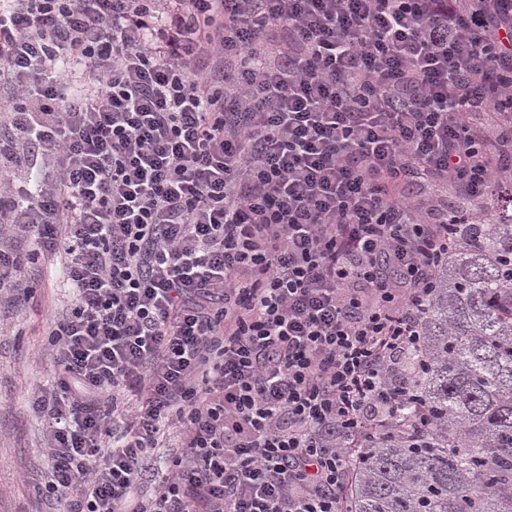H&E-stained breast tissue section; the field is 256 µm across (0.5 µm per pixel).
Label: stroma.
Wrapping results in <instances>:
<instances>
[{
  "label": "stroma",
  "mask_w": 512,
  "mask_h": 512,
  "mask_svg": "<svg viewBox=\"0 0 512 512\" xmlns=\"http://www.w3.org/2000/svg\"><path fill=\"white\" fill-rule=\"evenodd\" d=\"M15 247L30 258L16 295L0 302V512H55L56 501L42 480L44 421L28 392L53 379L46 321L67 307L70 292L60 263L45 260L30 240L16 241Z\"/></svg>",
  "instance_id": "35a3bbf8"
}]
</instances>
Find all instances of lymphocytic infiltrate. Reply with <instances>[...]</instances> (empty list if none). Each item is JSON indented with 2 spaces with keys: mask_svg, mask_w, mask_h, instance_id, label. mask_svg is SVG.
<instances>
[{
  "mask_svg": "<svg viewBox=\"0 0 512 512\" xmlns=\"http://www.w3.org/2000/svg\"><path fill=\"white\" fill-rule=\"evenodd\" d=\"M0 112V291L20 236L73 294L58 512H342L417 420L453 221L512 188V0H0Z\"/></svg>",
  "mask_w": 512,
  "mask_h": 512,
  "instance_id": "1",
  "label": "lymphocytic infiltrate"
}]
</instances>
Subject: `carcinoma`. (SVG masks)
Returning a JSON list of instances; mask_svg holds the SVG:
<instances>
[{"mask_svg":"<svg viewBox=\"0 0 512 512\" xmlns=\"http://www.w3.org/2000/svg\"><path fill=\"white\" fill-rule=\"evenodd\" d=\"M453 237L413 381L429 424L362 450L346 512H512V198Z\"/></svg>","mask_w":512,"mask_h":512,"instance_id":"cac0c4a2","label":"carcinoma"}]
</instances>
